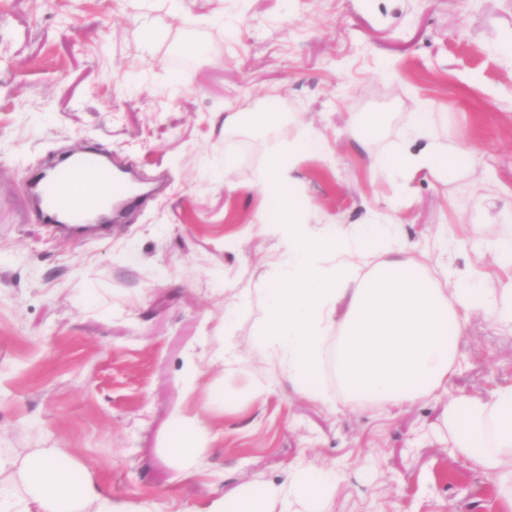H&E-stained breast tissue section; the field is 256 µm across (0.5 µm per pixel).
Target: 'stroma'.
<instances>
[{
    "label": "stroma",
    "mask_w": 512,
    "mask_h": 512,
    "mask_svg": "<svg viewBox=\"0 0 512 512\" xmlns=\"http://www.w3.org/2000/svg\"><path fill=\"white\" fill-rule=\"evenodd\" d=\"M511 47L512 0H183L156 28L134 0H0V457L55 449L114 502L158 512L245 488L305 512L286 497L304 469L334 474L332 512H504L497 476L449 463L443 414L512 385L511 332L472 315L447 395L397 408L305 398L254 337L283 250L258 222L277 205L257 175L310 132L328 152L293 176L312 223L389 215L427 274L512 279L483 255L512 243ZM263 104L278 128L225 129ZM424 105L428 141L466 149L464 165L376 175ZM376 112L386 124L359 139ZM87 145L148 190L121 222L49 226L29 181ZM177 408L208 439L186 478L166 450Z\"/></svg>",
    "instance_id": "35a3bbf8"
}]
</instances>
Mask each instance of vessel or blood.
I'll return each mask as SVG.
<instances>
[{
	"mask_svg": "<svg viewBox=\"0 0 512 512\" xmlns=\"http://www.w3.org/2000/svg\"><path fill=\"white\" fill-rule=\"evenodd\" d=\"M123 187L98 149L76 152L39 182L37 194L48 221L80 223L104 209Z\"/></svg>",
	"mask_w": 512,
	"mask_h": 512,
	"instance_id": "obj_1",
	"label": "vessel or blood"
}]
</instances>
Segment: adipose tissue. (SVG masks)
<instances>
[{"instance_id":"ef3b65f1","label":"adipose tissue","mask_w":512,"mask_h":512,"mask_svg":"<svg viewBox=\"0 0 512 512\" xmlns=\"http://www.w3.org/2000/svg\"><path fill=\"white\" fill-rule=\"evenodd\" d=\"M325 140L310 133L273 150L259 179L278 202L274 230L283 240L279 273L266 288L267 304L258 345L287 371L298 391L325 400L323 371L333 361L343 402L399 406L424 393L447 391L455 373L459 340L473 312L512 329V283L492 288L473 272L455 287H441L419 264L404 260L398 224L390 217L347 232L310 223L292 176L299 157L325 154ZM461 152L435 144L419 151L400 146L377 159L392 179L427 169L452 174ZM378 261L369 272L361 265ZM447 424L456 435V457L472 466L512 478V386L493 399H453ZM206 440L196 417L175 411L167 451L190 469ZM31 507L17 508L0 495V512H77L93 499L95 512H153L142 503L120 505L91 484L77 482L60 455L39 451L15 465Z\"/></svg>"}]
</instances>
